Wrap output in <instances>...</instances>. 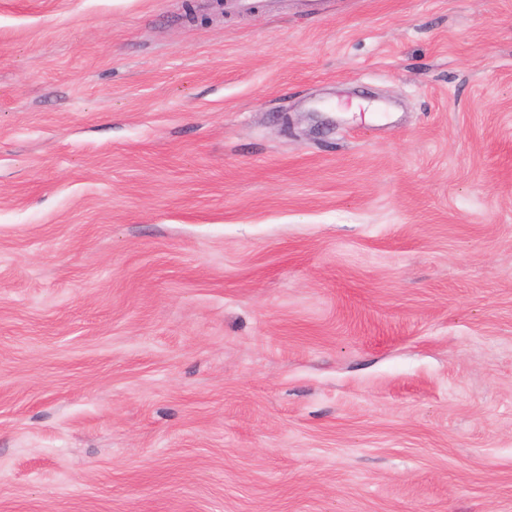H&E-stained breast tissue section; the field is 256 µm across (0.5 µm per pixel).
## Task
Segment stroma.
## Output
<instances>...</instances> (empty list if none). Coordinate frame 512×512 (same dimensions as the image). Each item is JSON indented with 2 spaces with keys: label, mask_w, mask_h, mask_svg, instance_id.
I'll return each instance as SVG.
<instances>
[{
  "label": "stroma",
  "mask_w": 512,
  "mask_h": 512,
  "mask_svg": "<svg viewBox=\"0 0 512 512\" xmlns=\"http://www.w3.org/2000/svg\"><path fill=\"white\" fill-rule=\"evenodd\" d=\"M0 0V512H512V0Z\"/></svg>",
  "instance_id": "35a3bbf8"
}]
</instances>
